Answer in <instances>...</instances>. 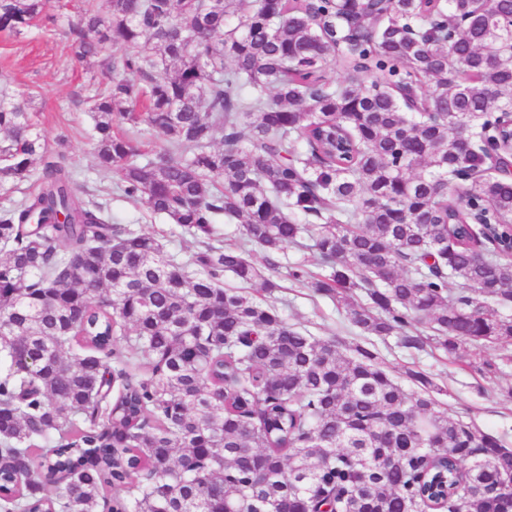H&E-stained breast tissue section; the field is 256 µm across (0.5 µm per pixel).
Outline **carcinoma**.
I'll list each match as a JSON object with an SVG mask.
<instances>
[{
    "label": "carcinoma",
    "mask_w": 512,
    "mask_h": 512,
    "mask_svg": "<svg viewBox=\"0 0 512 512\" xmlns=\"http://www.w3.org/2000/svg\"><path fill=\"white\" fill-rule=\"evenodd\" d=\"M108 4L84 0L71 44L108 78L98 165L200 248L80 198L0 87V181L40 168L0 213V512H512V449L449 417L428 373L406 389L224 287L278 284L215 243L236 220L272 266L307 234L310 288L361 335L509 358L512 180L485 160L512 118V0ZM44 5L0 0V31H49Z\"/></svg>",
    "instance_id": "cac0c4a2"
}]
</instances>
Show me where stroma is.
<instances>
[{
  "label": "stroma",
  "instance_id": "35a3bbf8",
  "mask_svg": "<svg viewBox=\"0 0 512 512\" xmlns=\"http://www.w3.org/2000/svg\"><path fill=\"white\" fill-rule=\"evenodd\" d=\"M80 6L81 0H46V14L57 19L53 31L35 29L18 38L0 33V84L7 85L15 97H31L39 129L53 150L65 154L80 197L102 203L113 223L153 235L169 253L187 257L198 249V242L167 224L145 202L124 198L117 189V176L96 165L92 120L86 110L89 76L74 64L70 50L69 26L77 22ZM294 267L320 272L310 238L287 246L269 272L279 285L270 300L289 323L318 337L343 338L351 345L370 341L350 324L343 305L291 279L288 272ZM370 342L379 364L399 383H406L407 369L425 371L442 387L438 400L449 416L500 437L512 448V361L501 359L498 352L472 347L453 358L430 347L410 351L393 336ZM486 359L497 363V373L476 371V364Z\"/></svg>",
  "mask_w": 512,
  "mask_h": 512
}]
</instances>
